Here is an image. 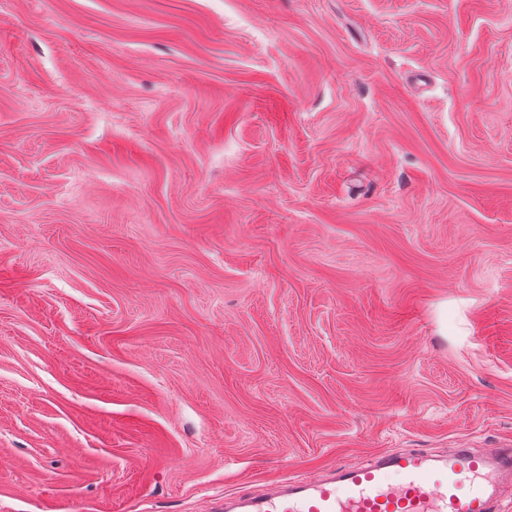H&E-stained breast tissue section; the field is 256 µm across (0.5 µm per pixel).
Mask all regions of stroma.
Masks as SVG:
<instances>
[{"label":"stroma","mask_w":512,"mask_h":512,"mask_svg":"<svg viewBox=\"0 0 512 512\" xmlns=\"http://www.w3.org/2000/svg\"><path fill=\"white\" fill-rule=\"evenodd\" d=\"M511 440L512 0H0V512Z\"/></svg>","instance_id":"1"}]
</instances>
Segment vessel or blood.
I'll return each instance as SVG.
<instances>
[{
  "mask_svg": "<svg viewBox=\"0 0 512 512\" xmlns=\"http://www.w3.org/2000/svg\"><path fill=\"white\" fill-rule=\"evenodd\" d=\"M509 482L510 444L455 448L444 458L413 448L228 497L215 512H495Z\"/></svg>",
  "mask_w": 512,
  "mask_h": 512,
  "instance_id": "vessel-or-blood-1",
  "label": "vessel or blood"
}]
</instances>
